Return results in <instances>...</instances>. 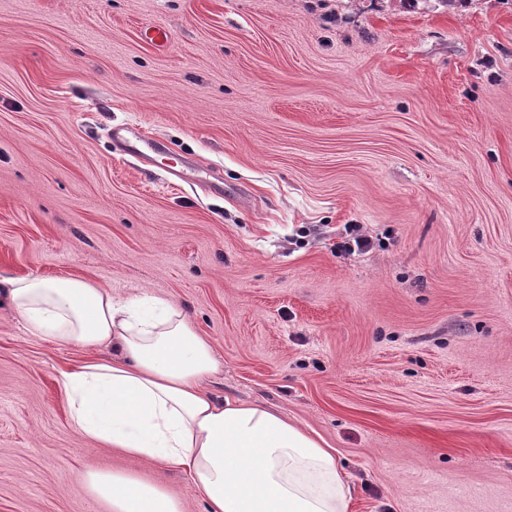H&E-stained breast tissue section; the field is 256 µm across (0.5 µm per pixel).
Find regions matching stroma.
I'll use <instances>...</instances> for the list:
<instances>
[{
  "mask_svg": "<svg viewBox=\"0 0 512 512\" xmlns=\"http://www.w3.org/2000/svg\"><path fill=\"white\" fill-rule=\"evenodd\" d=\"M70 275L175 301L351 512H512V0H0V279ZM95 355L0 301V512H108L75 473L130 467L206 512L71 427Z\"/></svg>",
  "mask_w": 512,
  "mask_h": 512,
  "instance_id": "obj_1",
  "label": "stroma"
}]
</instances>
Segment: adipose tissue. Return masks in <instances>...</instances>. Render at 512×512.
I'll use <instances>...</instances> for the list:
<instances>
[{"label": "adipose tissue", "instance_id": "1", "mask_svg": "<svg viewBox=\"0 0 512 512\" xmlns=\"http://www.w3.org/2000/svg\"><path fill=\"white\" fill-rule=\"evenodd\" d=\"M0 295L33 336L114 349L57 376L70 425L93 444L187 473L206 512H349L353 486L319 434L203 390L221 364L174 301H122L77 277H10ZM77 481L111 512H183L167 486L131 469L86 470Z\"/></svg>", "mask_w": 512, "mask_h": 512}]
</instances>
